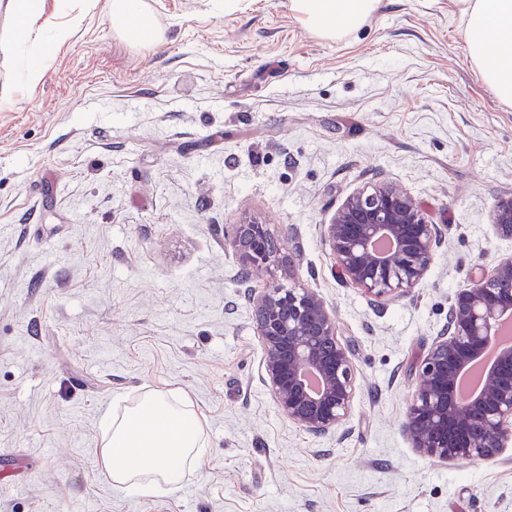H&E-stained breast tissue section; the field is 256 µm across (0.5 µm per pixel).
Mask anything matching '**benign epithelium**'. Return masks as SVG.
Instances as JSON below:
<instances>
[{
    "mask_svg": "<svg viewBox=\"0 0 512 512\" xmlns=\"http://www.w3.org/2000/svg\"><path fill=\"white\" fill-rule=\"evenodd\" d=\"M495 225L512 238V197L498 202ZM382 238L393 242L379 252ZM441 235L407 193L388 186L351 196L325 225L332 268L377 301L401 296L427 275ZM232 246L242 270L260 273L279 261L278 239L257 221L235 227ZM512 257L488 276L458 290L448 307V333L437 337L420 362V383L403 428L413 447L445 460L489 458L512 439V347L487 367L480 391L455 395L458 373L480 360L504 317L512 318ZM264 346L263 381L288 421L314 435L338 429L354 396L348 349L336 318L309 288L266 286L249 296ZM321 382L311 389L306 376Z\"/></svg>",
    "mask_w": 512,
    "mask_h": 512,
    "instance_id": "7a95c632",
    "label": "benign epithelium"
}]
</instances>
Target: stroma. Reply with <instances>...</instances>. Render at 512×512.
Listing matches in <instances>:
<instances>
[{"instance_id":"35a3bbf8","label":"stroma","mask_w":512,"mask_h":512,"mask_svg":"<svg viewBox=\"0 0 512 512\" xmlns=\"http://www.w3.org/2000/svg\"><path fill=\"white\" fill-rule=\"evenodd\" d=\"M108 0H45L14 41L0 0V512H512V444L445 461L402 430L453 294L512 256V108L465 58L454 0H386L323 39L288 0H147L164 39H116ZM44 72L21 74L32 52ZM375 181L443 238L404 298L372 302L331 267L323 226ZM280 260L243 284L235 225ZM309 288L336 314L355 394L345 424L289 423L261 373L246 288ZM186 391L207 454L170 495L133 496L96 464L100 417Z\"/></svg>"}]
</instances>
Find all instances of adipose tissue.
<instances>
[{"mask_svg":"<svg viewBox=\"0 0 512 512\" xmlns=\"http://www.w3.org/2000/svg\"><path fill=\"white\" fill-rule=\"evenodd\" d=\"M383 0H290V9L310 30L330 39L358 30ZM464 23L469 66L512 107V0H455ZM109 18L118 36L147 46L162 37L145 0H109ZM101 469L113 485L134 496L168 495L206 453L203 422L190 396L181 390L148 391L122 412L100 420Z\"/></svg>","mask_w":512,"mask_h":512,"instance_id":"1","label":"adipose tissue"}]
</instances>
